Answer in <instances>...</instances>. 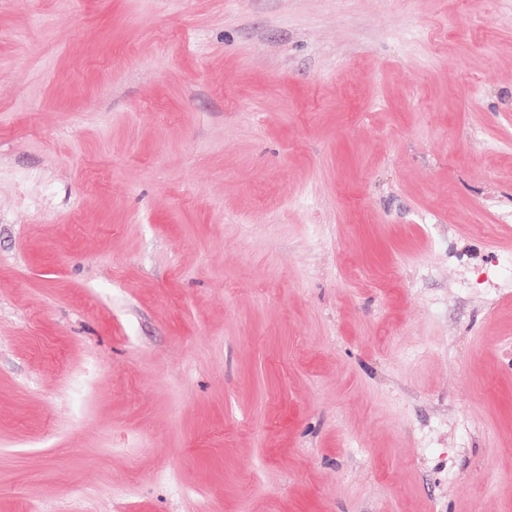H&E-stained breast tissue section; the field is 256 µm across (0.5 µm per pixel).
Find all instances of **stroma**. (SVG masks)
Instances as JSON below:
<instances>
[{"mask_svg":"<svg viewBox=\"0 0 512 512\" xmlns=\"http://www.w3.org/2000/svg\"><path fill=\"white\" fill-rule=\"evenodd\" d=\"M512 0H0V512H512Z\"/></svg>","mask_w":512,"mask_h":512,"instance_id":"stroma-1","label":"stroma"}]
</instances>
